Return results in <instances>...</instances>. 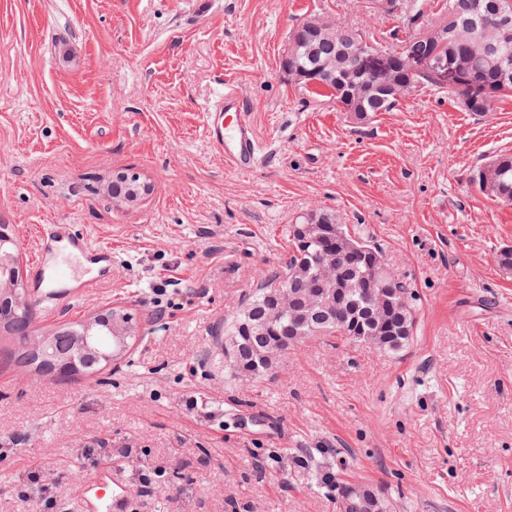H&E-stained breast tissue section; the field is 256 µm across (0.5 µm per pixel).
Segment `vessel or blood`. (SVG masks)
Returning <instances> with one entry per match:
<instances>
[{"label": "vessel or blood", "mask_w": 512, "mask_h": 512, "mask_svg": "<svg viewBox=\"0 0 512 512\" xmlns=\"http://www.w3.org/2000/svg\"><path fill=\"white\" fill-rule=\"evenodd\" d=\"M206 135L217 155L236 172L247 173L263 161L261 143L244 101L232 87L206 107ZM29 262V287L43 312L56 316L76 307L112 269V249L95 245L69 224H48L37 232ZM84 512H128L124 483L109 468L98 470L82 489Z\"/></svg>", "instance_id": "vessel-or-blood-1"}]
</instances>
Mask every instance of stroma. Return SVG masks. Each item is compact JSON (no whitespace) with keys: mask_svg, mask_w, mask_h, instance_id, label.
<instances>
[{"mask_svg":"<svg viewBox=\"0 0 512 512\" xmlns=\"http://www.w3.org/2000/svg\"><path fill=\"white\" fill-rule=\"evenodd\" d=\"M314 16L384 50L412 31L371 0H0V224L24 265L41 224L111 247L67 319L118 308L137 334L99 382L0 353V512H32L42 474L61 482L52 512H79L108 463L137 512H339L348 486L390 512H512V275L494 261L512 205L470 183L512 153V98L477 115L417 88L358 121L281 68ZM228 81L266 153L248 173L205 137ZM122 173L147 192L113 200ZM319 208L411 286L415 333L395 352L312 340L243 384L216 330Z\"/></svg>","mask_w":512,"mask_h":512,"instance_id":"obj_1","label":"stroma"}]
</instances>
